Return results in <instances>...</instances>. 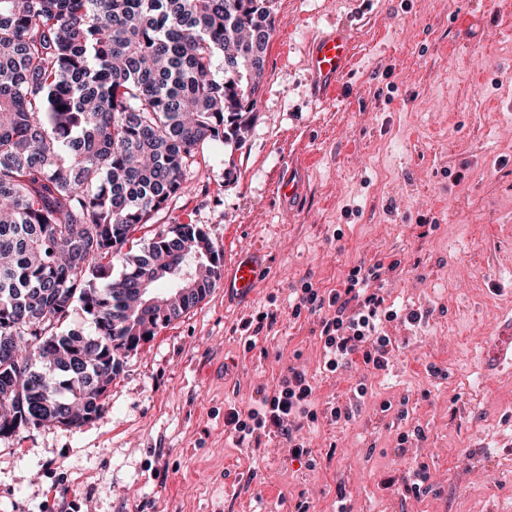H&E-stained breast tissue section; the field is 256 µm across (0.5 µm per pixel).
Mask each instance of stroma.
<instances>
[{"mask_svg": "<svg viewBox=\"0 0 512 512\" xmlns=\"http://www.w3.org/2000/svg\"><path fill=\"white\" fill-rule=\"evenodd\" d=\"M275 28L243 147L198 150L189 192L132 239L197 224L225 263L261 250L260 288L223 284L127 354L103 412L80 428L0 439V512H512V0H271ZM343 27L354 66L321 100L306 66ZM302 161L294 199L278 192ZM389 258L386 370L323 369L320 315L288 291H326ZM314 387L299 437L238 440L229 408L258 407L287 367ZM366 383L368 392L353 389ZM391 402L382 411L383 402ZM349 420L332 419L333 407ZM425 469L427 489L414 493ZM37 472V483L27 472Z\"/></svg>", "mask_w": 512, "mask_h": 512, "instance_id": "35a3bbf8", "label": "stroma"}]
</instances>
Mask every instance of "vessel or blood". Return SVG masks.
Listing matches in <instances>:
<instances>
[{"mask_svg":"<svg viewBox=\"0 0 512 512\" xmlns=\"http://www.w3.org/2000/svg\"><path fill=\"white\" fill-rule=\"evenodd\" d=\"M353 59L346 35L332 32L315 39L309 55V67L321 98L333 97L339 78L351 68ZM262 273V264L257 255H239L224 276L225 295L250 297L260 286Z\"/></svg>","mask_w":512,"mask_h":512,"instance_id":"obj_1","label":"vessel or blood"}]
</instances>
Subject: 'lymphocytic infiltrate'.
Returning <instances> with one entry per match:
<instances>
[{"label":"lymphocytic infiltrate","instance_id":"lymphocytic-infiltrate-1","mask_svg":"<svg viewBox=\"0 0 512 512\" xmlns=\"http://www.w3.org/2000/svg\"><path fill=\"white\" fill-rule=\"evenodd\" d=\"M398 261H376L353 266L339 288L320 294L312 283H303L294 297L293 311L317 313L324 306L334 309L333 317L322 320L319 338L324 350V369L335 373L362 357L375 370L388 365L392 340L383 330L384 323L402 317L399 310L387 305L375 284L385 271L396 270ZM313 388L303 371L288 368L273 395L264 396L261 409L240 411L229 409L224 424L239 439L260 437L273 432L292 440L291 453L295 459L309 456L303 443L294 439L303 420H315L311 410Z\"/></svg>","mask_w":512,"mask_h":512}]
</instances>
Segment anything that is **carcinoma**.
Returning a JSON list of instances; mask_svg holds the SVG:
<instances>
[{
  "instance_id": "cac0c4a2",
  "label": "carcinoma",
  "mask_w": 512,
  "mask_h": 512,
  "mask_svg": "<svg viewBox=\"0 0 512 512\" xmlns=\"http://www.w3.org/2000/svg\"><path fill=\"white\" fill-rule=\"evenodd\" d=\"M273 29L269 0H0V438L99 416L122 355L221 279L197 224L124 247L197 149L245 144ZM146 279L161 304H131Z\"/></svg>"
}]
</instances>
